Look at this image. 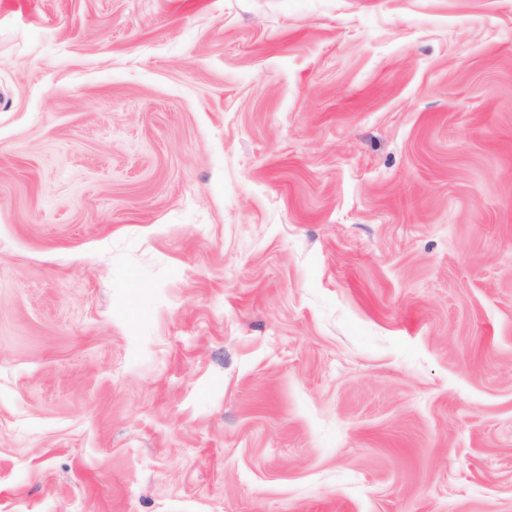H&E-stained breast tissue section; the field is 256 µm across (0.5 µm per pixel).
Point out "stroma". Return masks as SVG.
Segmentation results:
<instances>
[{
  "label": "stroma",
  "instance_id": "1",
  "mask_svg": "<svg viewBox=\"0 0 512 512\" xmlns=\"http://www.w3.org/2000/svg\"><path fill=\"white\" fill-rule=\"evenodd\" d=\"M0 512H512V0H0Z\"/></svg>",
  "mask_w": 512,
  "mask_h": 512
}]
</instances>
